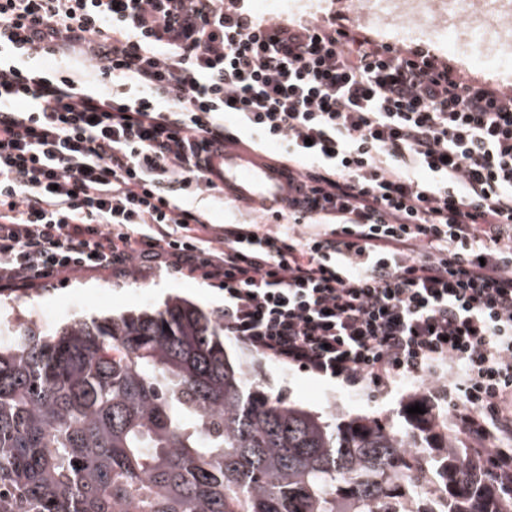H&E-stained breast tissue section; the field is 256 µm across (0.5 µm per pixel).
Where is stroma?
Wrapping results in <instances>:
<instances>
[{
    "label": "stroma",
    "mask_w": 512,
    "mask_h": 512,
    "mask_svg": "<svg viewBox=\"0 0 512 512\" xmlns=\"http://www.w3.org/2000/svg\"><path fill=\"white\" fill-rule=\"evenodd\" d=\"M332 13L350 24H357L358 0H288L287 7L271 6L264 11L266 17L284 20L303 16L321 18ZM371 32L379 39L399 46L416 44L431 49L466 74L512 86V71L504 73L475 66L469 62L467 54L449 50L432 40H417L387 27L375 26ZM176 296L210 312L224 306V288L216 282L135 268L120 275L106 272L76 275L64 281L53 279L27 289L19 307H0V326L8 325L19 315L38 327L44 313L48 312L54 315L55 324L60 327L77 318L117 317L130 311L157 308ZM224 350L232 363L247 370L260 390L331 422L396 416L405 399L421 390L420 385L411 380L403 381L385 393L350 389L338 382H326L288 370L262 355L244 350L229 338L224 341Z\"/></svg>",
    "instance_id": "1"
}]
</instances>
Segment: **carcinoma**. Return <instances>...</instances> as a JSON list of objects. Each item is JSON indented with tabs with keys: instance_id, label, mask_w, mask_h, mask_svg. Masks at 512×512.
I'll use <instances>...</instances> for the list:
<instances>
[{
	"instance_id": "carcinoma-1",
	"label": "carcinoma",
	"mask_w": 512,
	"mask_h": 512,
	"mask_svg": "<svg viewBox=\"0 0 512 512\" xmlns=\"http://www.w3.org/2000/svg\"><path fill=\"white\" fill-rule=\"evenodd\" d=\"M418 404L423 414L407 413ZM324 418L260 391L224 319L164 308L26 321L0 342V512H512V467L448 434Z\"/></svg>"
}]
</instances>
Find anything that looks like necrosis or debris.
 <instances>
[{
  "label": "necrosis or debris",
  "instance_id": "1",
  "mask_svg": "<svg viewBox=\"0 0 512 512\" xmlns=\"http://www.w3.org/2000/svg\"><path fill=\"white\" fill-rule=\"evenodd\" d=\"M363 21L403 28L410 35L436 38L456 46L477 44L473 64L503 69L512 66V0H480L478 8L460 12L456 0H368Z\"/></svg>",
  "mask_w": 512,
  "mask_h": 512
}]
</instances>
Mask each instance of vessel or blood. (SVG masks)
<instances>
[{"label": "vessel or blood", "mask_w": 512, "mask_h": 512, "mask_svg": "<svg viewBox=\"0 0 512 512\" xmlns=\"http://www.w3.org/2000/svg\"><path fill=\"white\" fill-rule=\"evenodd\" d=\"M208 176L223 185L225 196L267 209L288 205V171L252 150L225 149L212 154Z\"/></svg>", "instance_id": "obj_1"}]
</instances>
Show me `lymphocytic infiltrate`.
<instances>
[{
    "instance_id": "obj_1",
    "label": "lymphocytic infiltrate",
    "mask_w": 512,
    "mask_h": 512,
    "mask_svg": "<svg viewBox=\"0 0 512 512\" xmlns=\"http://www.w3.org/2000/svg\"><path fill=\"white\" fill-rule=\"evenodd\" d=\"M228 122L300 175L277 229L187 204ZM145 265L223 283L249 351L512 432V91L246 0H0V292Z\"/></svg>"
}]
</instances>
